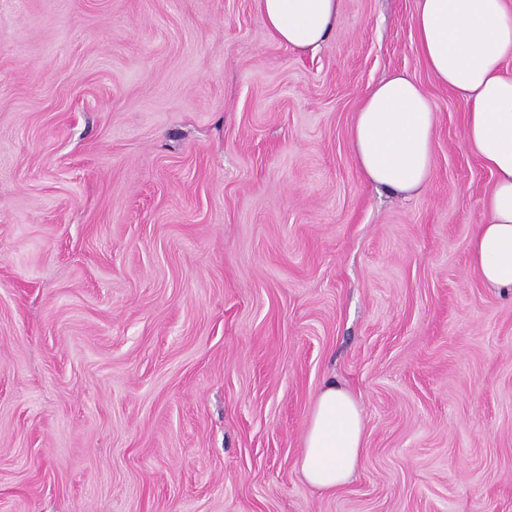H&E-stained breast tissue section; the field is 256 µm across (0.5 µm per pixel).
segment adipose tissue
Returning <instances> with one entry per match:
<instances>
[{"label":"adipose tissue","instance_id":"obj_1","mask_svg":"<svg viewBox=\"0 0 512 512\" xmlns=\"http://www.w3.org/2000/svg\"><path fill=\"white\" fill-rule=\"evenodd\" d=\"M340 0H259L271 37L302 52L319 49L336 27ZM414 25L436 82L466 106L464 140L493 174L483 221L471 240L472 265L489 287L512 290V0H418ZM436 116L417 79L398 72L370 87L350 129L362 177L405 197L429 183ZM365 450L362 412L350 393L326 381L305 426L299 467L312 487L345 486Z\"/></svg>","mask_w":512,"mask_h":512}]
</instances>
